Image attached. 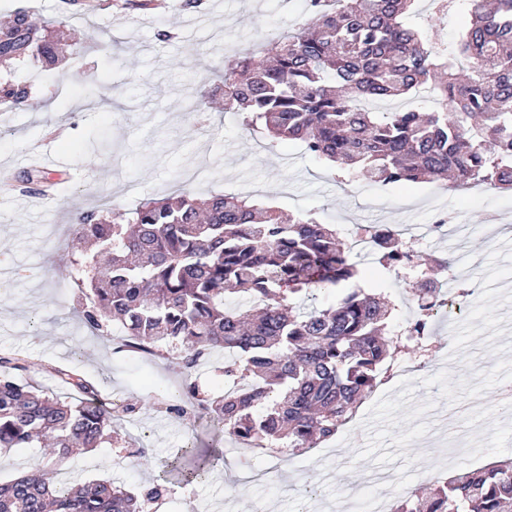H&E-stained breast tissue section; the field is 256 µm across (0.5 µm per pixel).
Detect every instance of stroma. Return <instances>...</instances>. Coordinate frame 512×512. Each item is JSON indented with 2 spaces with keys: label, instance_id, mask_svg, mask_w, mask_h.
Here are the masks:
<instances>
[{
  "label": "stroma",
  "instance_id": "stroma-1",
  "mask_svg": "<svg viewBox=\"0 0 512 512\" xmlns=\"http://www.w3.org/2000/svg\"><path fill=\"white\" fill-rule=\"evenodd\" d=\"M91 11L72 0H0V21L26 10L61 36L57 65H15V82L27 83L34 104L0 100V172L26 175L28 162L54 153L57 166L36 183L41 197L29 207L0 198V355L20 351L25 379L61 399L70 391L49 375L74 366L116 404L139 413L112 426L119 441L66 462L43 448L0 455V481L23 474L30 463L54 469L60 483L111 479L132 492L149 484L171 460L176 445L206 451L234 447V439L205 410L193 407L172 419L170 380L182 374L166 360L117 354L93 335L73 310L86 299L71 262L82 249L67 224L73 212L107 202L130 212L144 200L184 192L204 197L234 193L287 213L314 212L325 224H413L428 229L423 258L464 261L462 279L476 285L460 307L432 323V358L410 347L391 351L395 373L377 385L336 437L327 441L326 480L308 496V472L318 449L281 456L274 477L242 482L216 469L201 482L172 483L157 512H334L337 502L374 495L369 468L392 466L397 484L389 499L437 486L454 473L512 458V417L499 413L503 385L512 381V190L483 184L467 191L445 180L380 185L362 172L343 173L318 163L292 140L268 145L246 130L236 113L213 105L193 108L224 81V66L238 52L307 22L305 0H223L213 22L190 26L187 0H112ZM468 20L465 4L434 13L430 0H414L404 16L424 37L452 42ZM95 84L86 98V84ZM63 128L57 141L48 132ZM459 225L433 233L436 210ZM351 258L381 282L396 306L397 323L416 313L402 270L382 268L372 250ZM144 449L145 458L135 457Z\"/></svg>",
  "mask_w": 512,
  "mask_h": 512
}]
</instances>
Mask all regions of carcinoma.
Returning <instances> with one entry per match:
<instances>
[{
  "label": "carcinoma",
  "mask_w": 512,
  "mask_h": 512,
  "mask_svg": "<svg viewBox=\"0 0 512 512\" xmlns=\"http://www.w3.org/2000/svg\"><path fill=\"white\" fill-rule=\"evenodd\" d=\"M312 14L265 45L267 60L238 55L224 70V111L272 141L301 143L314 160L353 165L380 184L418 183L448 175L457 186L484 181L512 187V0H465L469 23L459 39L432 51L402 16L414 0H306ZM33 54L55 65L54 43L24 11L0 24V66ZM427 90L436 108L372 112L410 91ZM21 108L23 85L0 88ZM383 266L415 279L421 316L408 330L428 332L438 295L422 263L389 226L366 227ZM77 240L105 255L79 269L90 304L76 310L96 336H123L129 346L172 359L187 373L190 396L237 440L290 451L336 435L368 397L387 365L394 307L367 287L366 271L334 224L309 214L282 217L238 194L147 201L131 213L107 206L83 211ZM319 288L336 301L309 312L293 300ZM249 298L245 310L227 291ZM233 381L207 398L192 371L214 354ZM18 354L0 355V452L50 448L61 461L112 439V422L133 407L100 398L80 374L54 369L82 394L61 401L18 376ZM138 493L112 481L61 485L41 464L0 482V512H150L168 483L205 473L183 461ZM392 512H512V461L455 473L427 495L404 497Z\"/></svg>",
  "instance_id": "cac0c4a2"
}]
</instances>
